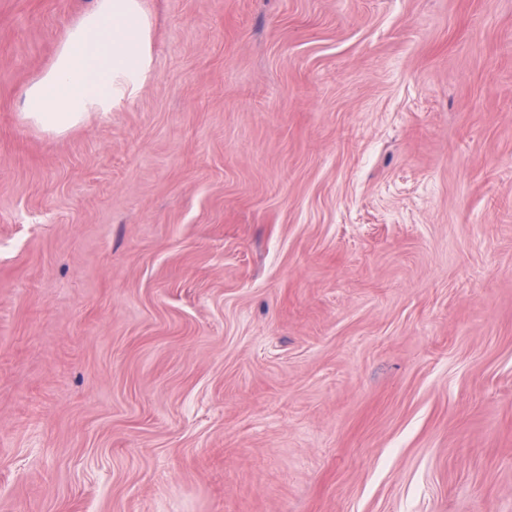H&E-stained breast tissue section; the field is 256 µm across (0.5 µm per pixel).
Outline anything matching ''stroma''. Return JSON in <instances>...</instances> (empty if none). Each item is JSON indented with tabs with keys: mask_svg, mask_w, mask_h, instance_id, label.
I'll return each instance as SVG.
<instances>
[{
	"mask_svg": "<svg viewBox=\"0 0 512 512\" xmlns=\"http://www.w3.org/2000/svg\"><path fill=\"white\" fill-rule=\"evenodd\" d=\"M0 0V512H512V0ZM151 24L139 0H92L24 94L22 117L57 135L110 112L151 74Z\"/></svg>",
	"mask_w": 512,
	"mask_h": 512,
	"instance_id": "stroma-1",
	"label": "stroma"
}]
</instances>
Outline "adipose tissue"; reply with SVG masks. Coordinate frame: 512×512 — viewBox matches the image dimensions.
I'll list each match as a JSON object with an SVG mask.
<instances>
[{
	"instance_id": "ef3b65f1",
	"label": "adipose tissue",
	"mask_w": 512,
	"mask_h": 512,
	"mask_svg": "<svg viewBox=\"0 0 512 512\" xmlns=\"http://www.w3.org/2000/svg\"><path fill=\"white\" fill-rule=\"evenodd\" d=\"M150 28L140 0H92L27 87L23 119L63 135L134 97L151 74Z\"/></svg>"
}]
</instances>
